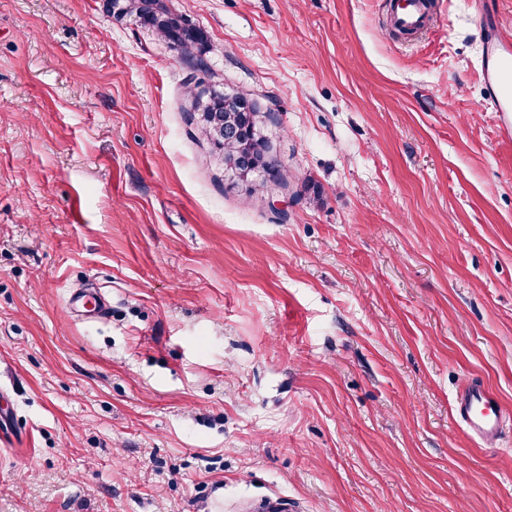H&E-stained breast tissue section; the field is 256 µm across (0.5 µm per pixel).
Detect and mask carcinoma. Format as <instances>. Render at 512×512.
Instances as JSON below:
<instances>
[{"label":"carcinoma","instance_id":"cac0c4a2","mask_svg":"<svg viewBox=\"0 0 512 512\" xmlns=\"http://www.w3.org/2000/svg\"><path fill=\"white\" fill-rule=\"evenodd\" d=\"M106 6L116 20H125L179 51L189 68L183 82L184 96L190 100L186 108L189 122L196 125L209 145L236 164L247 153L257 161L261 159L265 137L250 112L229 100L220 89L197 91L200 82L196 72L204 69L208 49L200 27L169 9L165 0H107ZM270 183L288 184V171L278 161L260 174L252 190L264 189Z\"/></svg>","mask_w":512,"mask_h":512}]
</instances>
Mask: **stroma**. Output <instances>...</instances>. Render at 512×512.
<instances>
[{"label":"stroma","instance_id":"stroma-1","mask_svg":"<svg viewBox=\"0 0 512 512\" xmlns=\"http://www.w3.org/2000/svg\"><path fill=\"white\" fill-rule=\"evenodd\" d=\"M168 3L291 178L229 180L186 64L104 0H0V512H512V433L453 412L471 378L512 411V138L467 0L406 41L390 0ZM70 305L74 311H78V306H81L96 319L104 318L109 310L107 302L95 290H86L72 296Z\"/></svg>","mask_w":512,"mask_h":512}]
</instances>
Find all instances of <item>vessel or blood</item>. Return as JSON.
Here are the masks:
<instances>
[{"label": "vessel or blood", "mask_w": 512, "mask_h": 512, "mask_svg": "<svg viewBox=\"0 0 512 512\" xmlns=\"http://www.w3.org/2000/svg\"><path fill=\"white\" fill-rule=\"evenodd\" d=\"M471 6L480 26V76L485 105L490 111L502 114L505 128L512 134V35L505 31L492 0H472ZM392 15L396 28L415 32L424 27L429 11L418 0H396ZM71 304L82 307L96 319L104 318L109 310L107 302L93 290L73 296ZM454 410L466 433L484 446L498 444L505 436L507 425L512 424V412L476 378L457 391Z\"/></svg>", "instance_id": "b4317fda"}]
</instances>
